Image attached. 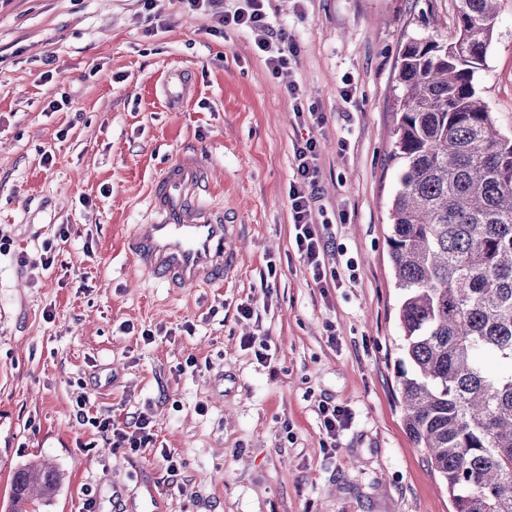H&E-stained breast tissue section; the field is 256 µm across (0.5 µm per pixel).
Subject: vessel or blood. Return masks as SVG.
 <instances>
[{
	"label": "vessel or blood",
	"mask_w": 512,
	"mask_h": 512,
	"mask_svg": "<svg viewBox=\"0 0 512 512\" xmlns=\"http://www.w3.org/2000/svg\"><path fill=\"white\" fill-rule=\"evenodd\" d=\"M212 197L202 162L181 159L168 165L148 193L150 221L135 225L125 237L128 258L177 288L223 282L231 256L230 227Z\"/></svg>",
	"instance_id": "obj_1"
}]
</instances>
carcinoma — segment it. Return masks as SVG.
Wrapping results in <instances>:
<instances>
[{
	"instance_id": "1",
	"label": "carcinoma",
	"mask_w": 512,
	"mask_h": 512,
	"mask_svg": "<svg viewBox=\"0 0 512 512\" xmlns=\"http://www.w3.org/2000/svg\"><path fill=\"white\" fill-rule=\"evenodd\" d=\"M496 0H458L457 33L401 50L386 244L401 291L399 405L453 512H512V132L477 92ZM63 474L19 467L11 512H36Z\"/></svg>"
}]
</instances>
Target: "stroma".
<instances>
[{"label":"stroma","mask_w":512,"mask_h":512,"mask_svg":"<svg viewBox=\"0 0 512 512\" xmlns=\"http://www.w3.org/2000/svg\"><path fill=\"white\" fill-rule=\"evenodd\" d=\"M264 7L296 48L277 75L250 30L208 33L210 15L184 0H0V512L14 472L42 457L65 479L40 512H452L397 402L385 239L398 57L411 39L450 38L455 0ZM497 12L476 85L510 132L512 0ZM173 67L190 85L176 106L163 91ZM291 84L323 125L295 116ZM308 137L314 219L329 225L322 284L296 251L288 202ZM182 157L207 166L232 227L220 286L169 287L122 249L149 218L152 181ZM190 356L199 371L179 374ZM82 395L120 423L150 414L153 447L116 448L81 424ZM327 403L350 413L333 438Z\"/></svg>","instance_id":"1"}]
</instances>
